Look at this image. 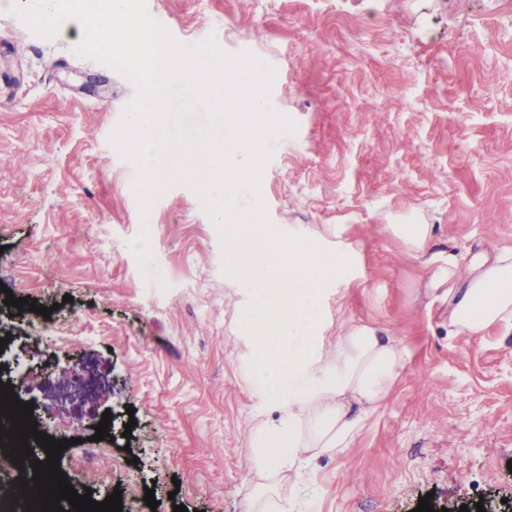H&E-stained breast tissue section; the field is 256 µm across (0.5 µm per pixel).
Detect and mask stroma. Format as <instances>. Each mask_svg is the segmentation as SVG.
<instances>
[{"label":"stroma","instance_id":"stroma-1","mask_svg":"<svg viewBox=\"0 0 512 512\" xmlns=\"http://www.w3.org/2000/svg\"><path fill=\"white\" fill-rule=\"evenodd\" d=\"M183 44L215 37L274 71L270 101L293 133L271 142L259 182L268 220L335 250L349 286L328 287L337 321L386 329L409 351L387 402L348 448L306 467L293 512H413L419 497H512V325L448 328V297L388 232L430 224L433 253L462 275L512 248V0H147ZM0 0V283L50 316L6 357L41 426L72 439L60 468L78 489L120 491L123 512H244L246 446L268 396L239 336L248 292L222 271L219 232L187 187L152 207L150 244L167 290L146 285L128 247L141 228L134 168L109 138L133 85L77 56ZM345 225L337 235V225ZM65 277H58V267ZM133 416H126V408ZM130 437L75 439L105 410ZM136 463H129V456ZM153 489L157 509L144 501Z\"/></svg>","mask_w":512,"mask_h":512}]
</instances>
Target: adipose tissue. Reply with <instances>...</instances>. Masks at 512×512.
Listing matches in <instances>:
<instances>
[{
    "mask_svg": "<svg viewBox=\"0 0 512 512\" xmlns=\"http://www.w3.org/2000/svg\"><path fill=\"white\" fill-rule=\"evenodd\" d=\"M388 230L409 255L423 259L431 285H447L450 329L480 336L512 325V249L463 281L455 260L438 265L428 259L433 225L392 224ZM225 254L229 274L250 287L240 325L272 401L269 415L248 437L245 512H289L287 487L303 481L307 462L347 447L361 422L390 397L409 352L387 330L368 323L339 324L335 343H324V288L346 281L348 249L331 254L293 242L280 249L261 225L243 224Z\"/></svg>",
    "mask_w": 512,
    "mask_h": 512,
    "instance_id": "adipose-tissue-1",
    "label": "adipose tissue"
}]
</instances>
